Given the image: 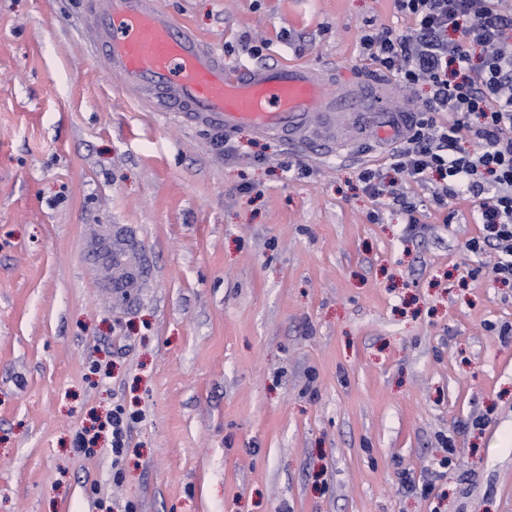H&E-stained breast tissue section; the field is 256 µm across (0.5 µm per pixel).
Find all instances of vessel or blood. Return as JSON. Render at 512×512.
I'll list each match as a JSON object with an SVG mask.
<instances>
[{"label": "vessel or blood", "mask_w": 512, "mask_h": 512, "mask_svg": "<svg viewBox=\"0 0 512 512\" xmlns=\"http://www.w3.org/2000/svg\"><path fill=\"white\" fill-rule=\"evenodd\" d=\"M89 49L118 71L125 88L153 111L187 126L232 134L241 129L282 140L318 158L340 156L339 130L373 124L377 146L402 142L409 113L364 80L295 63L225 64L187 25L174 23L158 0H87Z\"/></svg>", "instance_id": "b4317fda"}]
</instances>
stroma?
I'll return each mask as SVG.
<instances>
[{
  "instance_id": "obj_1",
  "label": "stroma",
  "mask_w": 512,
  "mask_h": 512,
  "mask_svg": "<svg viewBox=\"0 0 512 512\" xmlns=\"http://www.w3.org/2000/svg\"><path fill=\"white\" fill-rule=\"evenodd\" d=\"M160 6L231 65L430 95L360 54L407 27L395 0ZM84 13L0 0V512H512V285L466 248L476 201L436 205L388 149L218 146L94 61ZM119 405L139 418L116 465L98 429Z\"/></svg>"
}]
</instances>
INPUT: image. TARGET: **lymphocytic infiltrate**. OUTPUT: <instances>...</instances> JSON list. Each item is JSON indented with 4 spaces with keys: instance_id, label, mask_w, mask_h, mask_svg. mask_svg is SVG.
Masks as SVG:
<instances>
[{
    "instance_id": "obj_1",
    "label": "lymphocytic infiltrate",
    "mask_w": 512,
    "mask_h": 512,
    "mask_svg": "<svg viewBox=\"0 0 512 512\" xmlns=\"http://www.w3.org/2000/svg\"><path fill=\"white\" fill-rule=\"evenodd\" d=\"M396 7L412 21V35L365 34L360 53L404 85L426 82L432 95L413 112L392 168L416 182L438 175V205L477 200L483 233L467 248L495 249V280L512 282V13L499 0H396ZM429 112L448 113L447 126L432 128ZM465 136L476 151L461 146Z\"/></svg>"
}]
</instances>
